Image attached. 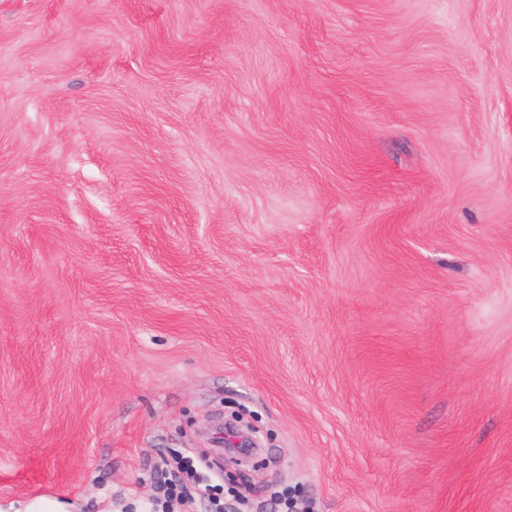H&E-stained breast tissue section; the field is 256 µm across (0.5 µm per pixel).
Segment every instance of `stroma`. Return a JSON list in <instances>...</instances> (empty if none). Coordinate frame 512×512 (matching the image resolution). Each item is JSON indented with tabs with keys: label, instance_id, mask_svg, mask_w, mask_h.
<instances>
[{
	"label": "stroma",
	"instance_id": "stroma-1",
	"mask_svg": "<svg viewBox=\"0 0 512 512\" xmlns=\"http://www.w3.org/2000/svg\"><path fill=\"white\" fill-rule=\"evenodd\" d=\"M512 512V0H0V505Z\"/></svg>",
	"mask_w": 512,
	"mask_h": 512
}]
</instances>
